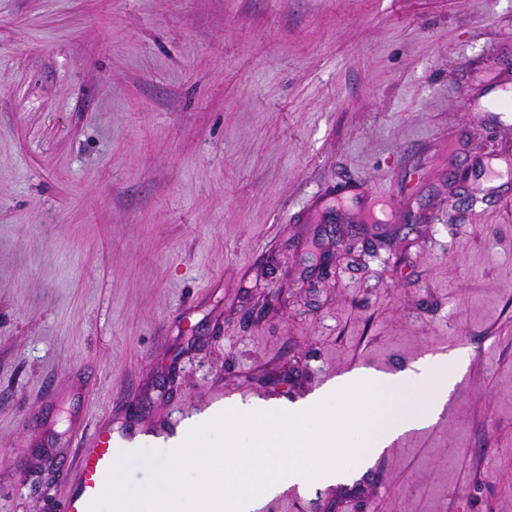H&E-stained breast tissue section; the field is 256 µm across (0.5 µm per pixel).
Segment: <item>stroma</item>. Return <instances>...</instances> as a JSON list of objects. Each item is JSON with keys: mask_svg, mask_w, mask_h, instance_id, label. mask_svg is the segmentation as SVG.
Masks as SVG:
<instances>
[{"mask_svg": "<svg viewBox=\"0 0 512 512\" xmlns=\"http://www.w3.org/2000/svg\"><path fill=\"white\" fill-rule=\"evenodd\" d=\"M500 90L512 0H0V512L102 420L459 352L435 421L260 512H512Z\"/></svg>", "mask_w": 512, "mask_h": 512, "instance_id": "obj_1", "label": "stroma"}]
</instances>
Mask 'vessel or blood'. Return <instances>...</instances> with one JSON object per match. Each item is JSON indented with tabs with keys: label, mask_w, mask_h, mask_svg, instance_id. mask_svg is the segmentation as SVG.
<instances>
[{
	"label": "vessel or blood",
	"mask_w": 512,
	"mask_h": 512,
	"mask_svg": "<svg viewBox=\"0 0 512 512\" xmlns=\"http://www.w3.org/2000/svg\"><path fill=\"white\" fill-rule=\"evenodd\" d=\"M132 442V437L126 435L113 436L108 425L81 440L78 465L70 477L62 512H91L92 504L102 495L104 478L110 475L119 456L128 452Z\"/></svg>",
	"instance_id": "1"
}]
</instances>
